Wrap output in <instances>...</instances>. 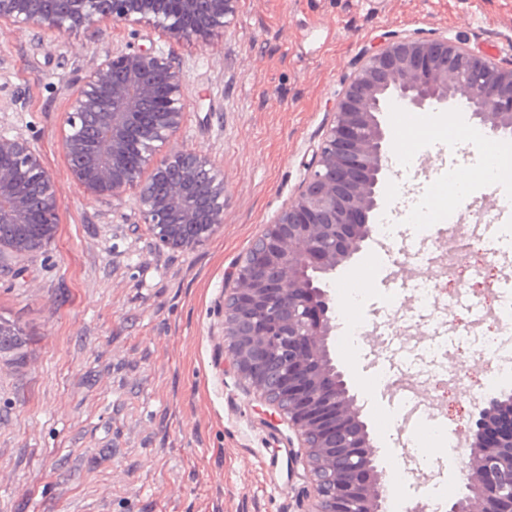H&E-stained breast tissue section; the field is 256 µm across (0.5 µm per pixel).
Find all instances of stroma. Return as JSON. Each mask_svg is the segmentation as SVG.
Returning a JSON list of instances; mask_svg holds the SVG:
<instances>
[{
    "instance_id": "1",
    "label": "stroma",
    "mask_w": 512,
    "mask_h": 512,
    "mask_svg": "<svg viewBox=\"0 0 512 512\" xmlns=\"http://www.w3.org/2000/svg\"><path fill=\"white\" fill-rule=\"evenodd\" d=\"M396 33L458 39L512 67V0H239L233 23L206 43L146 24L51 33L0 32V137L28 140L60 196L57 235L45 248L0 264V322L23 339L0 355V512H311L305 462H291L287 429L260 420L254 396L224 361V286L253 240L294 195L363 51ZM153 48L184 76V114L173 146L208 157L224 173V223L190 252L159 247L136 205L94 199L73 182L59 135L74 86L111 51ZM444 113L394 108L381 117L393 152L427 158L385 183L379 210L390 237L365 242L336 282L371 264L376 282L360 315L378 325L356 353L332 346L357 394L390 498L432 502L467 490L470 450L458 448L427 474L396 481L405 435L380 433L395 396L372 380L389 364L418 372L430 400L434 348L457 357L447 329L469 332V376L482 398L512 395V375L486 386L477 351L495 330L491 298L473 323L474 283L461 279L453 309L416 314V268L404 251L419 241L415 218L436 197L448 163L464 166L470 192L459 235L474 223L503 229L483 202L478 137H435Z\"/></svg>"
}]
</instances>
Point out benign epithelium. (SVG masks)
Instances as JSON below:
<instances>
[{
  "mask_svg": "<svg viewBox=\"0 0 512 512\" xmlns=\"http://www.w3.org/2000/svg\"><path fill=\"white\" fill-rule=\"evenodd\" d=\"M238 0H0V30L30 25L59 33L146 23L184 40L232 23ZM183 79L149 49L108 53L76 85L59 145L74 182L95 197L136 203L158 242L194 249L224 223V173L197 151L163 154L156 143L178 131ZM435 109L461 105L493 135L512 132V68L464 42L387 34L366 48L332 108L333 120L306 164L296 196L265 225L224 290V359L263 406L285 424L310 463L304 495L315 512H387L388 495L357 398L333 364L338 267L374 235L388 156L380 116L391 103ZM60 205L54 179L22 138H0V246L43 248ZM280 362L277 395L265 362ZM512 397H494L462 433L470 449L469 494L448 512H512V427L499 417Z\"/></svg>",
  "mask_w": 512,
  "mask_h": 512,
  "instance_id": "7a95c632",
  "label": "benign epithelium"
}]
</instances>
